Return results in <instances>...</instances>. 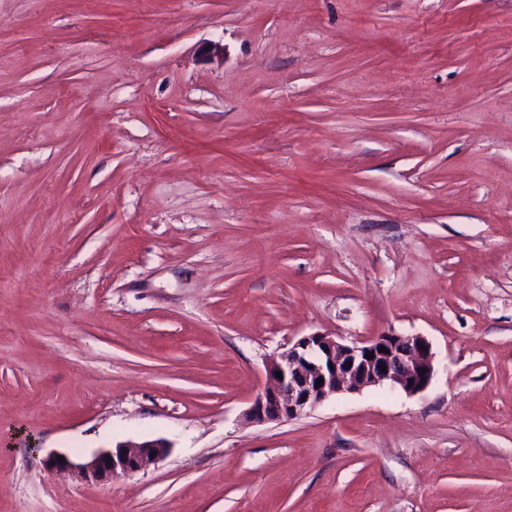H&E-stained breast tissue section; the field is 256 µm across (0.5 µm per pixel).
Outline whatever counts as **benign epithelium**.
Returning <instances> with one entry per match:
<instances>
[{
  "label": "benign epithelium",
  "instance_id": "benign-epithelium-1",
  "mask_svg": "<svg viewBox=\"0 0 512 512\" xmlns=\"http://www.w3.org/2000/svg\"><path fill=\"white\" fill-rule=\"evenodd\" d=\"M383 347L387 352H380ZM368 353L374 358H366ZM434 360L432 345L423 336L387 332L352 344L320 333L302 336L266 362V386L246 415L257 423L288 421L331 396L385 383L416 395L432 383ZM320 378L323 383L318 386ZM170 449V444L161 439L119 442L84 462H75L66 455L60 461L50 455L45 466L71 471L81 482L97 485L143 471L167 456Z\"/></svg>",
  "mask_w": 512,
  "mask_h": 512
}]
</instances>
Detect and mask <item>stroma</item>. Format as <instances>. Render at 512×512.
<instances>
[{
    "instance_id": "stroma-1",
    "label": "stroma",
    "mask_w": 512,
    "mask_h": 512,
    "mask_svg": "<svg viewBox=\"0 0 512 512\" xmlns=\"http://www.w3.org/2000/svg\"><path fill=\"white\" fill-rule=\"evenodd\" d=\"M384 332L427 390L246 419ZM0 512H512V0H0ZM289 345L266 362V386L246 412L254 422L292 420L331 396L385 383L416 395L424 392L435 376L432 345L422 336L387 332L346 344L334 336L313 333ZM382 347L389 354L381 353ZM368 353L374 358L367 359ZM383 366L387 372H381ZM318 378H323V383L316 388ZM170 449V444L161 439L140 443L119 442L84 462H75L67 455H50L45 460V466L54 471H71L81 482L97 485L143 471L167 456ZM151 453H154V457H151ZM57 456H63L65 462H59ZM107 456H110V460H107Z\"/></svg>"
}]
</instances>
